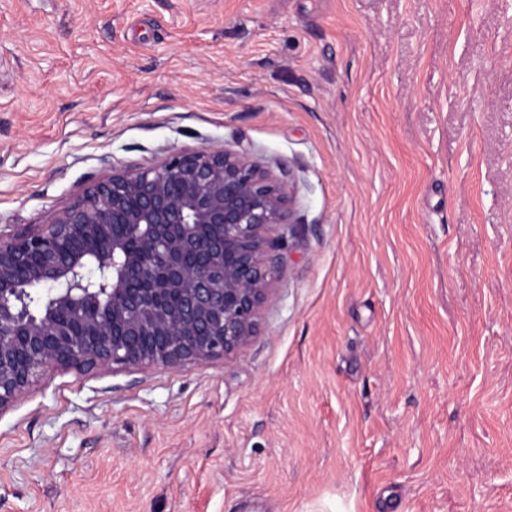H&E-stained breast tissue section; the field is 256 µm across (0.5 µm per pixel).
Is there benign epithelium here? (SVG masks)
I'll return each mask as SVG.
<instances>
[{
  "label": "benign epithelium",
  "instance_id": "obj_1",
  "mask_svg": "<svg viewBox=\"0 0 512 512\" xmlns=\"http://www.w3.org/2000/svg\"><path fill=\"white\" fill-rule=\"evenodd\" d=\"M290 182L236 150L113 168L0 237V412L55 368H174L238 352L274 296Z\"/></svg>",
  "mask_w": 512,
  "mask_h": 512
}]
</instances>
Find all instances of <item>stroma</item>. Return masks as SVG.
I'll return each instance as SVG.
<instances>
[{
  "label": "stroma",
  "instance_id": "obj_1",
  "mask_svg": "<svg viewBox=\"0 0 512 512\" xmlns=\"http://www.w3.org/2000/svg\"><path fill=\"white\" fill-rule=\"evenodd\" d=\"M207 146L290 173L257 335L48 372L0 512H512V0H0L1 235Z\"/></svg>",
  "mask_w": 512,
  "mask_h": 512
}]
</instances>
